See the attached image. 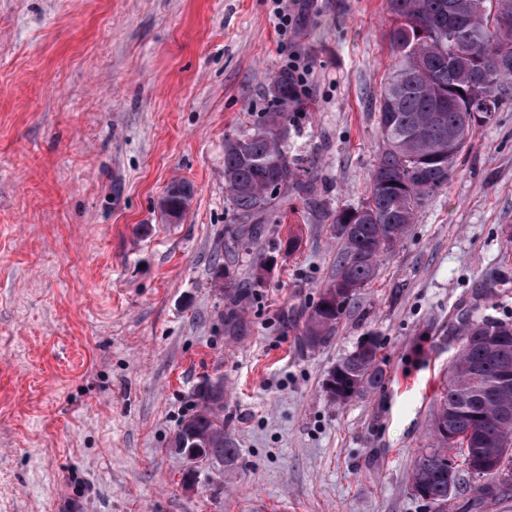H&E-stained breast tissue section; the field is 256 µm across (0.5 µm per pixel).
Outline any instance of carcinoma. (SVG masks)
Segmentation results:
<instances>
[{
  "label": "carcinoma",
  "mask_w": 512,
  "mask_h": 512,
  "mask_svg": "<svg viewBox=\"0 0 512 512\" xmlns=\"http://www.w3.org/2000/svg\"><path fill=\"white\" fill-rule=\"evenodd\" d=\"M494 0H387L392 23L386 33L398 56L379 97L378 124L383 142L368 196L358 207L332 211L321 201L319 214L332 224L340 245L336 275L320 292L303 329V342L315 347L329 336L358 292L375 274L379 258L395 250L410 233L425 198L448 182L456 158L476 131L472 114L494 120L512 104V26L491 20ZM267 112L248 133L224 142V181L238 222L270 221L288 192H310V162L288 148L290 108L297 102L292 76L281 71L267 89ZM194 187L171 183L160 201L161 214L178 222L187 213ZM227 253L250 238L236 225L226 231ZM512 336V322L472 314L460 337L461 355L450 367L448 387L433 418L440 447L423 448L412 469L411 487L444 512L459 472L448 470L447 448L466 444L465 456L481 453L484 497L512 494V385L499 379L512 366V341L501 349L485 340L486 328ZM379 342L370 335L328 374L324 391L345 403L377 388L384 369ZM199 409L178 430L174 447L211 448L221 457L236 449L224 433V391L200 384ZM460 436V441L451 436Z\"/></svg>",
  "instance_id": "obj_1"
}]
</instances>
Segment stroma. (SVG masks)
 <instances>
[{"instance_id": "stroma-1", "label": "stroma", "mask_w": 512, "mask_h": 512, "mask_svg": "<svg viewBox=\"0 0 512 512\" xmlns=\"http://www.w3.org/2000/svg\"><path fill=\"white\" fill-rule=\"evenodd\" d=\"M289 7L283 36L277 0H0V512H437L410 479L460 319L512 321V105L307 347L339 244L295 196L227 256L224 141L298 61L288 143L316 198L357 206L397 59L386 0ZM175 180L195 195L169 224ZM370 332L383 383L330 401L325 378ZM206 378L236 454L194 469L173 440Z\"/></svg>"}]
</instances>
